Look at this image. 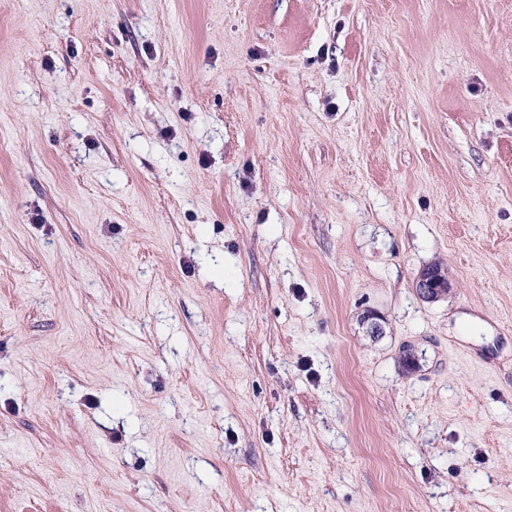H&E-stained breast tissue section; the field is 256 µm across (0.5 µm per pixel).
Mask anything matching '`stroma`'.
Here are the masks:
<instances>
[{
  "label": "stroma",
  "mask_w": 512,
  "mask_h": 512,
  "mask_svg": "<svg viewBox=\"0 0 512 512\" xmlns=\"http://www.w3.org/2000/svg\"><path fill=\"white\" fill-rule=\"evenodd\" d=\"M0 512H512V0H0ZM447 273L438 265L425 268L415 282V291L426 302H434L448 292Z\"/></svg>",
  "instance_id": "obj_1"
}]
</instances>
